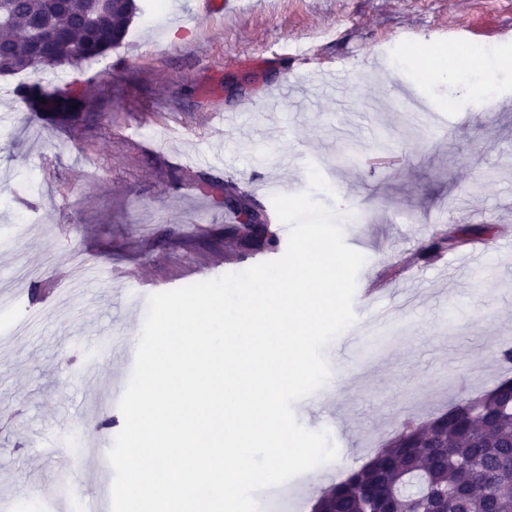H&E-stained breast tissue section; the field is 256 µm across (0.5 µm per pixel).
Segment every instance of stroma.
Returning <instances> with one entry per match:
<instances>
[{
  "instance_id": "35a3bbf8",
  "label": "stroma",
  "mask_w": 512,
  "mask_h": 512,
  "mask_svg": "<svg viewBox=\"0 0 512 512\" xmlns=\"http://www.w3.org/2000/svg\"><path fill=\"white\" fill-rule=\"evenodd\" d=\"M124 42L79 72L36 76L53 88L82 80L84 109L34 117L17 96L21 75L0 76V326L32 309L23 336L0 342V499L14 512L98 495L108 455L74 458L77 422L118 434L112 387L131 371L111 338L141 333L150 294L243 271L273 253L225 257L226 207L202 179L230 180L273 211L254 185L308 190L297 144L334 171L321 200L362 253L361 275L408 303L356 307L357 322L393 317L381 350L351 358L321 396L294 402L298 423L328 430L335 461L290 481L287 512H309L316 493L367 459L407 420L422 421L458 397H476L512 376L497 352L512 347V71L498 76L501 111H460L459 87L422 72L420 48L446 55L512 56V0H233L209 16L197 0H142ZM312 55L332 73L376 62L385 83L361 90L371 108L345 107L346 91L296 94ZM402 84L449 108L447 124L384 104ZM235 116L222 125L219 113ZM481 150L484 177L467 173ZM484 211L476 242L446 250L477 255L489 271L455 278L421 246L462 224L461 192ZM456 307L445 324L442 314ZM96 362V380L82 373Z\"/></svg>"
}]
</instances>
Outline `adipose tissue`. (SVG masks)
I'll list each match as a JSON object with an SVG mask.
<instances>
[{
  "instance_id": "1",
  "label": "adipose tissue",
  "mask_w": 512,
  "mask_h": 512,
  "mask_svg": "<svg viewBox=\"0 0 512 512\" xmlns=\"http://www.w3.org/2000/svg\"><path fill=\"white\" fill-rule=\"evenodd\" d=\"M431 76L453 77L458 74L478 72L479 77L475 81L466 83L464 86V100L467 106H475L490 97V91L496 83L499 73L512 69V57L495 56L488 62L481 65H474L467 57L457 55L451 58L435 56L432 62L425 66Z\"/></svg>"
}]
</instances>
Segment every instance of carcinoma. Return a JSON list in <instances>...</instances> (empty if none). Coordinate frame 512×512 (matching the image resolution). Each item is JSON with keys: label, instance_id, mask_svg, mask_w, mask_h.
<instances>
[{"label": "carcinoma", "instance_id": "cac0c4a2", "mask_svg": "<svg viewBox=\"0 0 512 512\" xmlns=\"http://www.w3.org/2000/svg\"><path fill=\"white\" fill-rule=\"evenodd\" d=\"M141 8L138 0H0V75L89 62L119 45ZM72 84L51 92L26 87L25 99L52 109L79 100ZM204 189L233 198L237 222L224 227V251H275L268 214L232 181ZM457 237L428 242L424 251L461 246L484 227L464 225ZM312 512H512V380L459 398L440 415L400 431L362 467L322 491Z\"/></svg>", "mask_w": 512, "mask_h": 512}]
</instances>
